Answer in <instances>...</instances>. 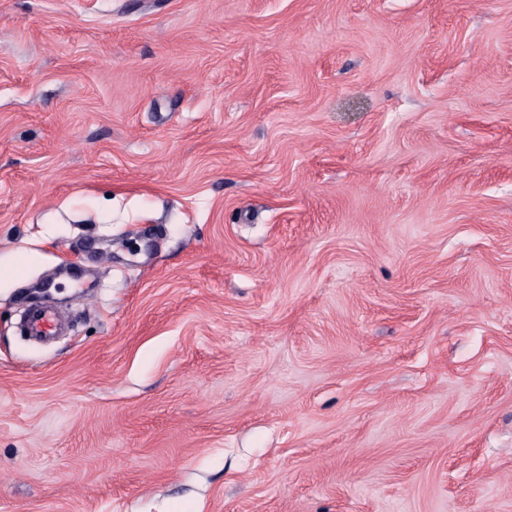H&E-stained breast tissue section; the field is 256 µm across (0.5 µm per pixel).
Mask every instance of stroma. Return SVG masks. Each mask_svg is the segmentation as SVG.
Wrapping results in <instances>:
<instances>
[{
	"instance_id": "stroma-1",
	"label": "stroma",
	"mask_w": 512,
	"mask_h": 512,
	"mask_svg": "<svg viewBox=\"0 0 512 512\" xmlns=\"http://www.w3.org/2000/svg\"><path fill=\"white\" fill-rule=\"evenodd\" d=\"M0 512H512V0H0Z\"/></svg>"
}]
</instances>
